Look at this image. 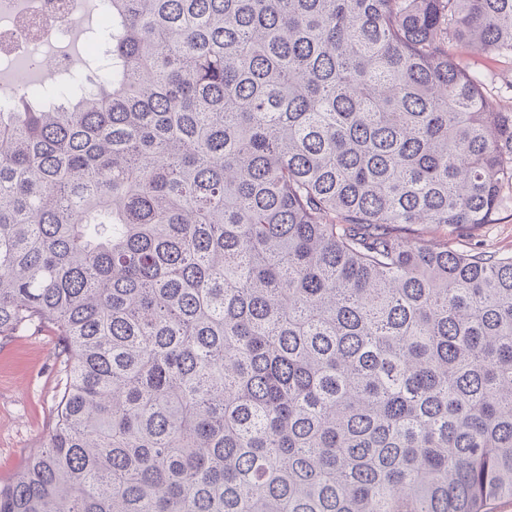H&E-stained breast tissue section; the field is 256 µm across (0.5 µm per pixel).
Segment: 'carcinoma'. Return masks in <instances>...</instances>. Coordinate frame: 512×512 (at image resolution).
Masks as SVG:
<instances>
[{
  "label": "carcinoma",
  "instance_id": "cac0c4a2",
  "mask_svg": "<svg viewBox=\"0 0 512 512\" xmlns=\"http://www.w3.org/2000/svg\"><path fill=\"white\" fill-rule=\"evenodd\" d=\"M0 102V336L65 383L0 512H485L512 499V0H99ZM86 83L94 89L85 93ZM462 62L486 75L487 97L498 107L512 108V56L485 53L481 50L462 52ZM495 224H485L472 230V238H459L449 227L426 229V236L433 240H447L455 249L466 248L470 243L487 248L489 251L512 254V203L502 208L494 217Z\"/></svg>",
  "mask_w": 512,
  "mask_h": 512
}]
</instances>
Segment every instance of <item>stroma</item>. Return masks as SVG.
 Segmentation results:
<instances>
[{"instance_id": "1", "label": "stroma", "mask_w": 512, "mask_h": 512, "mask_svg": "<svg viewBox=\"0 0 512 512\" xmlns=\"http://www.w3.org/2000/svg\"><path fill=\"white\" fill-rule=\"evenodd\" d=\"M465 66L481 70L486 94L497 106L512 108V56L473 50ZM428 238L461 249L477 243L488 250L512 254V204L502 208L494 223L457 237L449 227L427 230ZM63 383L57 338L47 328L33 326L0 337V484L9 483L30 454L43 448L54 427V412Z\"/></svg>"}]
</instances>
